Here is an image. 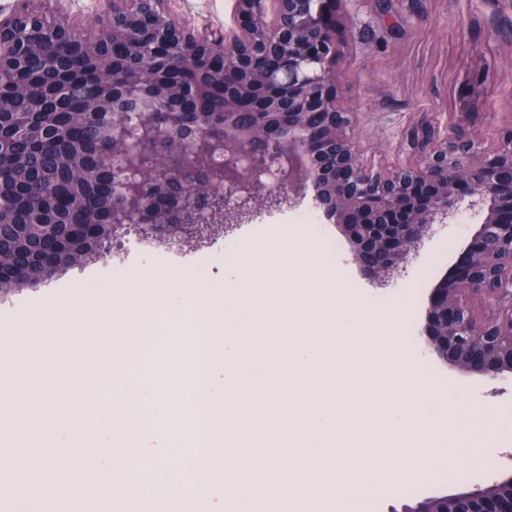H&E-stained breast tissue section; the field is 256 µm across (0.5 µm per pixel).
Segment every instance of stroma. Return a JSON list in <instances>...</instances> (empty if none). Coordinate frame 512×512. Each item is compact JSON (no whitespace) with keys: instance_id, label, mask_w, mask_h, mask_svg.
Segmentation results:
<instances>
[{"instance_id":"35a3bbf8","label":"stroma","mask_w":512,"mask_h":512,"mask_svg":"<svg viewBox=\"0 0 512 512\" xmlns=\"http://www.w3.org/2000/svg\"><path fill=\"white\" fill-rule=\"evenodd\" d=\"M172 7L199 27L229 25L235 0H174ZM336 17L342 54L336 70L344 98L357 108L352 135L374 166L406 157V132L421 122L453 116L478 139L488 128L512 125V0H386L382 6L377 0H353L350 8H338ZM480 221V215L464 208L452 223L434 225L400 272L383 283L364 276L352 262L349 243L336 225L326 224L325 229L337 239L340 251L324 255L314 237L299 231L288 208L229 226L200 247L187 245L171 254L129 252L124 268L108 278L102 271L111 265V257L92 258L58 269L35 285L0 293V353L33 345L30 319L52 321V303L66 304L77 315L74 341L98 340L96 351L82 357L80 384L104 389L118 380L133 386L139 379L138 353L155 337L183 335L186 322L168 319L169 308L159 301L143 315L137 331L120 335L111 313L97 310L89 286L116 291L136 284L149 289L163 281L183 288L186 272L194 269L220 287L225 268L239 265L252 250L264 255L265 264L247 268L250 287H266L277 277L285 287L295 288L299 271L327 261L331 279L346 298L363 302L374 316L397 319L404 357L424 374L432 405L452 418L466 419L474 429L426 476L405 488L386 487L349 510L403 512L417 498L456 493L462 483L448 478L452 466L468 469L476 479L512 453V382L476 380L452 366L427 362L421 352L419 328L429 292ZM104 404V412L93 417L65 418L77 434L72 447L57 449L54 462L59 469L68 470L79 448L98 442L110 413L124 414L135 427L150 422L157 430L165 428L163 419L133 396L108 397Z\"/></svg>"}]
</instances>
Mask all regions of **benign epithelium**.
I'll use <instances>...</instances> for the list:
<instances>
[{"mask_svg": "<svg viewBox=\"0 0 512 512\" xmlns=\"http://www.w3.org/2000/svg\"><path fill=\"white\" fill-rule=\"evenodd\" d=\"M16 2L0 12V117L17 114L0 127V151L20 130L57 144L94 133L87 153L105 160L98 188L112 202L113 237L133 226L164 245L290 208L310 188L352 261L379 282L456 217L464 187L483 221L431 289L424 355L475 378L512 380V126L487 147L451 119L421 122L407 135L412 157L368 164L340 98L336 0H236L234 25L203 29L176 17L169 0H104L94 21L75 24L35 0ZM77 100L83 124L62 123ZM128 112L145 113L135 144L150 162L149 184L116 161ZM212 143L224 149L221 180L191 159ZM404 512H512V466Z\"/></svg>", "mask_w": 512, "mask_h": 512, "instance_id": "7a95c632", "label": "benign epithelium"}]
</instances>
